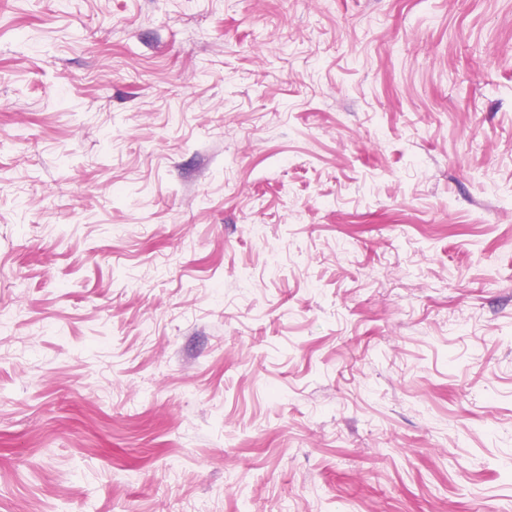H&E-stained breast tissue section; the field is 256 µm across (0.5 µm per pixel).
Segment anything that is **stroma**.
Instances as JSON below:
<instances>
[{
	"mask_svg": "<svg viewBox=\"0 0 512 512\" xmlns=\"http://www.w3.org/2000/svg\"><path fill=\"white\" fill-rule=\"evenodd\" d=\"M0 512H512V0H0Z\"/></svg>",
	"mask_w": 512,
	"mask_h": 512,
	"instance_id": "obj_1",
	"label": "stroma"
}]
</instances>
